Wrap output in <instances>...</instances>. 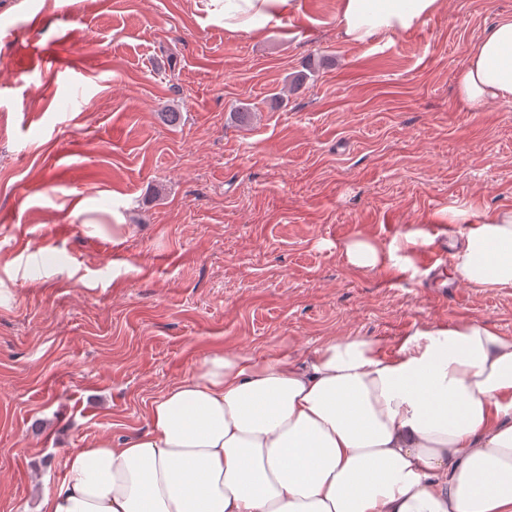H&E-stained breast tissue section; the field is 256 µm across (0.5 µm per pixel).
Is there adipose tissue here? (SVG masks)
<instances>
[{
    "instance_id": "adipose-tissue-1",
    "label": "adipose tissue",
    "mask_w": 512,
    "mask_h": 512,
    "mask_svg": "<svg viewBox=\"0 0 512 512\" xmlns=\"http://www.w3.org/2000/svg\"><path fill=\"white\" fill-rule=\"evenodd\" d=\"M230 33H260L298 0H200ZM439 0H337L342 40L390 43ZM462 105L512 104V18L487 29L457 74ZM454 280L512 288V210L451 206ZM360 235L357 269L399 265ZM148 431L76 449L39 512H512V337L482 320L415 331L384 354L330 337L303 361L226 350L149 405Z\"/></svg>"
}]
</instances>
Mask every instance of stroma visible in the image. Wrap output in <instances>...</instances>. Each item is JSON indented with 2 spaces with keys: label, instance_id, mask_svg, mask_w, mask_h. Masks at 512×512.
Here are the masks:
<instances>
[{
  "label": "stroma",
  "instance_id": "35a3bbf8",
  "mask_svg": "<svg viewBox=\"0 0 512 512\" xmlns=\"http://www.w3.org/2000/svg\"><path fill=\"white\" fill-rule=\"evenodd\" d=\"M299 3L255 36L198 0H0V512H37L75 449L146 431L211 352L361 336L390 355L473 319L512 337V288L337 250L512 209V104L466 111L455 81L512 0H441L376 49L341 39L336 0ZM19 43L69 72L13 74ZM79 201L127 231L93 233ZM399 246L391 243L386 246L367 235H358L347 242L341 249L345 263L357 269H382L387 265L400 264L401 257L397 255ZM400 269L405 271L404 265Z\"/></svg>",
  "mask_w": 512,
  "mask_h": 512
}]
</instances>
